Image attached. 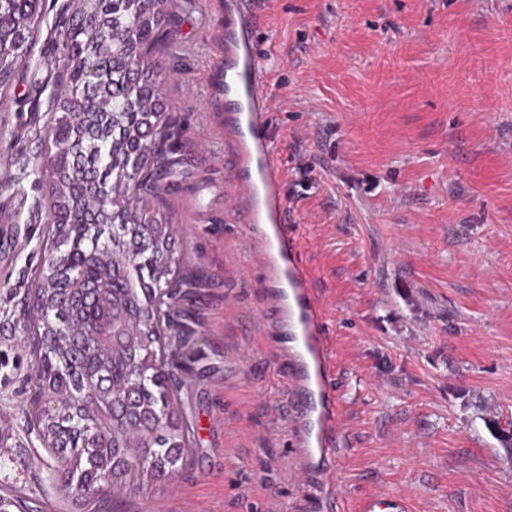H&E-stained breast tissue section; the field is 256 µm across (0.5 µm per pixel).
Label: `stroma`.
<instances>
[{"label":"stroma","mask_w":512,"mask_h":512,"mask_svg":"<svg viewBox=\"0 0 512 512\" xmlns=\"http://www.w3.org/2000/svg\"><path fill=\"white\" fill-rule=\"evenodd\" d=\"M225 0H167L154 200L190 286L178 400L190 462L85 502L26 431L37 387L20 346L48 218L40 135L64 68L72 0H42L27 58L0 96V498L9 512H512V0H256L254 41L277 99L284 191L319 277L345 406L329 507L289 457L297 399L270 332L219 110Z\"/></svg>","instance_id":"35a3bbf8"}]
</instances>
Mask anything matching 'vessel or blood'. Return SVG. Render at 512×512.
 <instances>
[{
  "instance_id": "vessel-or-blood-1",
  "label": "vessel or blood",
  "mask_w": 512,
  "mask_h": 512,
  "mask_svg": "<svg viewBox=\"0 0 512 512\" xmlns=\"http://www.w3.org/2000/svg\"><path fill=\"white\" fill-rule=\"evenodd\" d=\"M225 8L235 15L224 26V137L235 172L230 202L245 215L248 250L277 312L273 331L292 365L284 390L303 401L292 454L307 476L327 471L339 452L343 409L334 387L335 344L315 272L290 222L283 155L268 132L272 98L269 72L253 47L257 18L250 0H227Z\"/></svg>"
}]
</instances>
